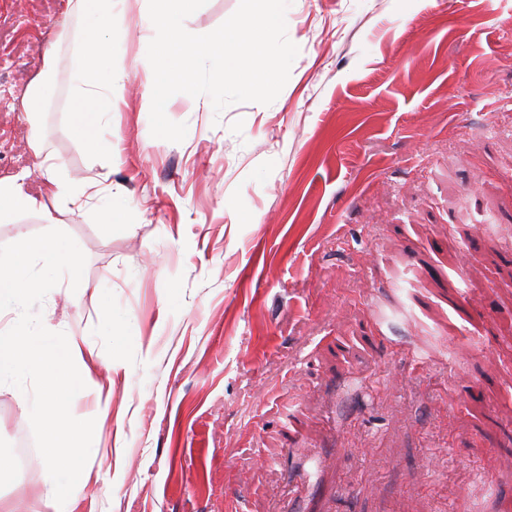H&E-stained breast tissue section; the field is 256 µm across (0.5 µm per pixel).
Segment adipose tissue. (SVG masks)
I'll return each mask as SVG.
<instances>
[{"label":"adipose tissue","instance_id":"ef3b65f1","mask_svg":"<svg viewBox=\"0 0 512 512\" xmlns=\"http://www.w3.org/2000/svg\"><path fill=\"white\" fill-rule=\"evenodd\" d=\"M76 9L87 15L91 24L83 32V60L80 84L73 98L72 129L90 148H102L98 135L99 119L112 111V93L98 80V65L110 42L112 0H75ZM43 194L31 191L24 176L0 180V217L20 212L45 210Z\"/></svg>","mask_w":512,"mask_h":512}]
</instances>
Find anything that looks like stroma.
<instances>
[{"instance_id":"35a3bbf8","label":"stroma","mask_w":512,"mask_h":512,"mask_svg":"<svg viewBox=\"0 0 512 512\" xmlns=\"http://www.w3.org/2000/svg\"><path fill=\"white\" fill-rule=\"evenodd\" d=\"M65 4L0 0V169L60 185L0 245L55 227L86 256L39 312L80 347L89 480L44 507L0 385V506L512 512V0H291L275 101L176 94L179 143L150 134L148 0H112L100 151Z\"/></svg>"}]
</instances>
